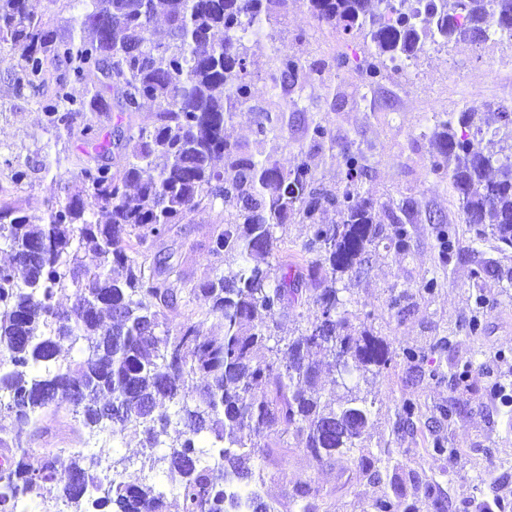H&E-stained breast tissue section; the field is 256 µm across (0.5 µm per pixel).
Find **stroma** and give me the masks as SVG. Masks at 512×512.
Returning a JSON list of instances; mask_svg holds the SVG:
<instances>
[{"label": "stroma", "mask_w": 512, "mask_h": 512, "mask_svg": "<svg viewBox=\"0 0 512 512\" xmlns=\"http://www.w3.org/2000/svg\"><path fill=\"white\" fill-rule=\"evenodd\" d=\"M279 43L303 63L347 55H361L362 42L320 24L300 0L288 6ZM20 49L0 50V197L19 202L32 223H41L43 200L51 192L73 185V175L86 161L80 130L100 122L103 132L116 134L127 128L118 113L98 120L84 113L71 130L55 129L46 122L38 95L17 84ZM512 109V43L449 44L429 50L409 67L383 69L370 88H363L353 67L331 71L324 82L292 91L283 104L284 121L272 132L278 149L275 158L293 169L301 152L310 151L314 180L343 190L348 183L347 155H362L365 173L357 182L361 198L375 204L376 223L389 225V216L403 201L416 207L410 224V242L404 251L390 248L379 238L367 254L360 273L343 276L336 287L353 323L365 324L385 340L393 360L376 375L354 372V380L373 403L364 442L374 454H386L403 474L428 476L439 483L446 512H481L487 501L512 494V416L492 393L485 372L497 363L503 376H512V249H501L492 236L477 237L465 223L457 196L447 179L430 164L427 139L436 119H456L467 108L486 105ZM321 123L328 140L311 147L308 128ZM27 170L22 184L11 180L14 168ZM451 225L459 247L441 257L439 223ZM224 226L222 203L199 209L188 221L173 225L151 249L156 257H170L175 271L194 285L211 277L217 265L208 244ZM487 266L481 278L473 269ZM436 279L433 293L421 285ZM406 292L403 314L389 307L392 292ZM478 333H470L471 321ZM447 349H436L440 338ZM407 348L420 350L419 361L403 357ZM467 367V390L450 391L445 375ZM410 398L421 405L414 424L400 423L397 408ZM48 434L22 435L31 463L59 448L87 452L111 448L114 458L133 462L126 479L139 477L142 457L137 441L108 431L92 432L67 412L47 415ZM443 441L448 454L432 459L427 450ZM311 479L330 512H372L381 494L376 484L356 465L347 470L327 466L313 471L298 446L287 449L269 469L261 487L265 499L288 512L296 481Z\"/></svg>", "instance_id": "35a3bbf8"}]
</instances>
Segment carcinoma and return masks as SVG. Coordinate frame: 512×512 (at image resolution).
Returning <instances> with one entry per match:
<instances>
[{
	"instance_id": "cac0c4a2",
	"label": "carcinoma",
	"mask_w": 512,
	"mask_h": 512,
	"mask_svg": "<svg viewBox=\"0 0 512 512\" xmlns=\"http://www.w3.org/2000/svg\"><path fill=\"white\" fill-rule=\"evenodd\" d=\"M321 24L348 40L363 39L358 65L365 85L385 62L396 67L425 48L479 44L497 30L512 38V0H304ZM288 0H86L85 11L58 28L31 0H0V49L24 44L19 68L43 94L50 126L71 129L85 112L132 116L154 105L152 125L101 136L87 124L84 144L94 156L75 174L77 189L51 194L44 224H33L13 202L0 200V419L32 436L48 432L52 409L67 405L88 429L140 438L143 465L178 487L180 512H278L255 489L227 491L233 482L263 481L255 460L284 454L281 436L302 446L308 467L345 463L363 442L372 402L359 384L342 382V396L317 389L318 357L359 371L387 368L384 340L352 327L336 289L337 276L357 272L382 236L374 204L350 189L338 195L315 184L310 154L285 171L273 159L270 132L283 114L252 97L245 39L272 41L273 88L311 84L345 65L341 58L303 65L275 44ZM163 14L165 35L155 37ZM84 85L82 99L69 92ZM246 106L258 113L255 148L231 143L224 126ZM497 126L483 147L471 132ZM433 171L449 179L465 223L512 248V112L487 106L438 122L429 138ZM224 160L219 167L216 161ZM229 209L209 251L224 267L190 288L170 281L169 258L147 264L149 241L167 235L203 206ZM334 210L340 222L326 224ZM413 208L391 212L390 246L409 245ZM298 217L309 225L302 267L274 265L276 229ZM443 256L456 236L439 228ZM73 300L61 311L57 298ZM202 297L206 314L224 321V335L205 336L188 318L169 314ZM302 302L313 306L295 338L278 334L271 317ZM80 360L60 361L63 348ZM176 407V422L156 417ZM165 445L162 454L154 448ZM12 462L0 470V512H17L45 484L57 490L41 512H168L164 490L148 476L126 481L109 462L111 450L50 451L39 467L16 439L0 438ZM358 466L379 483L383 459L361 453ZM319 489L298 481L290 504L318 512ZM443 512L437 482L396 478L372 503L374 512Z\"/></svg>"
}]
</instances>
